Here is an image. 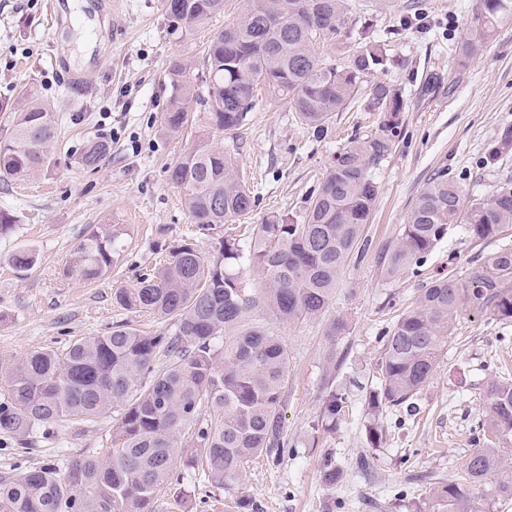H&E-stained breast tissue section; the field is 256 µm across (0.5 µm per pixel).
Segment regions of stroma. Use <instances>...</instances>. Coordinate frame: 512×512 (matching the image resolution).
<instances>
[{"label": "stroma", "mask_w": 512, "mask_h": 512, "mask_svg": "<svg viewBox=\"0 0 512 512\" xmlns=\"http://www.w3.org/2000/svg\"><path fill=\"white\" fill-rule=\"evenodd\" d=\"M46 0H0V136L10 132V106L25 89L35 91L56 122L53 165L25 181L0 176V210L13 214L11 234L0 237V398L9 390L12 363L29 350H56L70 342L131 322L159 329L153 317L117 308L112 295L137 284L153 268L159 245H180L194 225L167 168L193 149L195 132L162 134V109L173 93L171 61H190L205 82L201 50L216 31L232 22L239 0L224 13L189 29L173 28L161 0H99L106 19L97 33L102 66L72 83L68 70L81 67L84 38L71 15L53 28ZM479 0H349L352 31L369 30L383 41L393 61L382 80L400 89L405 110L392 153L374 170L378 186L372 219L365 228L366 251L344 268L332 304L319 316L275 325L262 311L255 322L276 327L288 353V407L284 431L289 447L279 458L250 463L246 497L264 512H443L425 472L448 480L478 446L475 426L485 415L483 389L492 376L512 378V320H488L463 311L439 366L411 407L384 411V434L367 431V398L377 388L376 362L382 338L434 279L464 275L491 253L512 249V228L475 243L463 226L452 225L438 245L400 279L383 275V258L407 222L427 180L439 171L459 183L466 199H485L512 185V17L502 20L483 52L457 67L455 46ZM443 82L422 92L429 75ZM369 82L332 118L325 135L300 124L295 113L265 95L250 112L239 142L214 136L212 145L236 152L239 170L255 196V207L225 233L243 234L270 214L302 215L309 198L352 141L378 133L383 116L368 111ZM112 149L96 170L80 163L85 145L99 138ZM503 152L494 162L492 146ZM99 224H115L125 242L123 259L96 283L65 278L79 241ZM35 249L26 274L9 264L18 248ZM343 330L328 336L335 320ZM346 403L331 430L321 426L329 388ZM112 445V418L84 424L63 420L39 435L31 448L0 437V473L56 466ZM332 456L341 476L325 484L320 470ZM186 497L175 505L161 494L157 512H218L215 492L201 476L185 478Z\"/></svg>", "instance_id": "1"}]
</instances>
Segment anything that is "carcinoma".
<instances>
[{"instance_id":"1","label":"carcinoma","mask_w":512,"mask_h":512,"mask_svg":"<svg viewBox=\"0 0 512 512\" xmlns=\"http://www.w3.org/2000/svg\"><path fill=\"white\" fill-rule=\"evenodd\" d=\"M225 0H163L166 15L190 28L224 12ZM238 17L214 33L204 48L207 97L195 89L191 67L180 61L168 76L175 93L162 115L163 129L178 135L197 126L201 144L168 169L184 190L198 233L215 240L205 253L194 243L169 251L132 288L112 297L119 308L147 313L163 323L146 333L130 322L85 336L56 351L27 352L12 367L9 395L0 401V434L27 441L41 427L69 419L112 416V447L100 456L67 459L62 467L34 468L0 478V512H155L157 495L200 470L224 493V512H263L241 495L250 462L288 447V355L275 331L251 322L263 310L283 324L325 311L348 260L363 252L364 226L377 198L373 169L393 151L404 100L381 80L370 86L368 107L383 114L380 132L336 154L303 219L273 214L251 235H224V224L248 214L254 199L232 155L213 147L214 133L241 129L262 89L279 97L300 122L322 133L333 114L355 98L365 78L392 59L384 44L361 35L349 45L346 0H240ZM512 0H481L457 48L467 65L483 50ZM336 42L341 62L326 64L316 47ZM11 132L0 137V173L25 180L51 165L54 119L27 90L11 105ZM104 139L81 156L94 170L109 153ZM461 224L487 241L512 224V187L468 201L461 187L440 173L417 196L400 238L387 252L384 273L395 280ZM117 225L99 224L79 242L65 267L68 277L97 281L123 253ZM18 272L33 266L30 248L14 252ZM261 276L253 288L247 270ZM495 320L512 318V250L498 251L465 278H439L384 337L377 362L379 386L367 404L369 435L383 433L379 415L411 404L438 367L466 309ZM161 365H156V362ZM483 440L448 482L431 491L448 512H475L469 488L507 469L497 440L512 436V380L491 378L484 388Z\"/></svg>"}]
</instances>
